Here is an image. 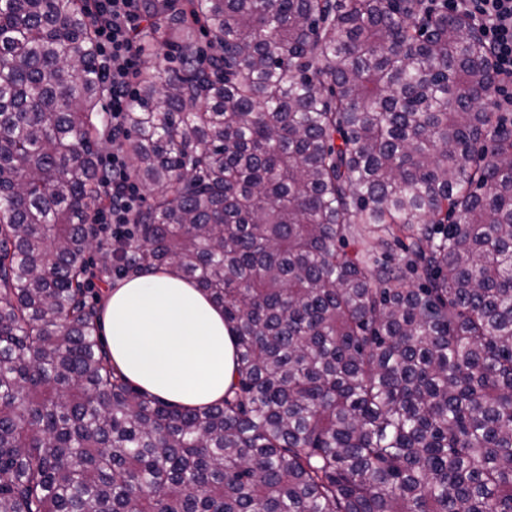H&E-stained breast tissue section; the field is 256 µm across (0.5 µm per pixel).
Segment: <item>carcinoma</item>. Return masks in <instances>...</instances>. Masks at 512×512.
Here are the masks:
<instances>
[{
  "mask_svg": "<svg viewBox=\"0 0 512 512\" xmlns=\"http://www.w3.org/2000/svg\"><path fill=\"white\" fill-rule=\"evenodd\" d=\"M146 8L181 70L137 81L155 194L116 250L88 0H0V512H512V113L479 33L448 0ZM169 267L234 331L218 405L100 334L89 276Z\"/></svg>",
  "mask_w": 512,
  "mask_h": 512,
  "instance_id": "1",
  "label": "carcinoma"
}]
</instances>
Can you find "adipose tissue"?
<instances>
[{"label": "adipose tissue", "mask_w": 512, "mask_h": 512, "mask_svg": "<svg viewBox=\"0 0 512 512\" xmlns=\"http://www.w3.org/2000/svg\"><path fill=\"white\" fill-rule=\"evenodd\" d=\"M102 326L113 363L145 391L183 407L222 402L234 377L224 309L176 269L110 289Z\"/></svg>", "instance_id": "ef3b65f1"}]
</instances>
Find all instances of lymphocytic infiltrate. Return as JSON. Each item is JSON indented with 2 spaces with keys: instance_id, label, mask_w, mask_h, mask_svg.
I'll return each instance as SVG.
<instances>
[{
  "instance_id": "lymphocytic-infiltrate-1",
  "label": "lymphocytic infiltrate",
  "mask_w": 512,
  "mask_h": 512,
  "mask_svg": "<svg viewBox=\"0 0 512 512\" xmlns=\"http://www.w3.org/2000/svg\"><path fill=\"white\" fill-rule=\"evenodd\" d=\"M89 19L97 32L101 78L107 88L105 110L112 121V150L101 155L100 168L112 174L106 187L109 201L93 221L113 242L124 238L133 221L138 192L128 182L122 150L125 117L132 87L140 71L144 47L138 39L143 27L140 0H90ZM448 9L465 15L481 33L494 65L497 109L512 112V0H448Z\"/></svg>"
}]
</instances>
